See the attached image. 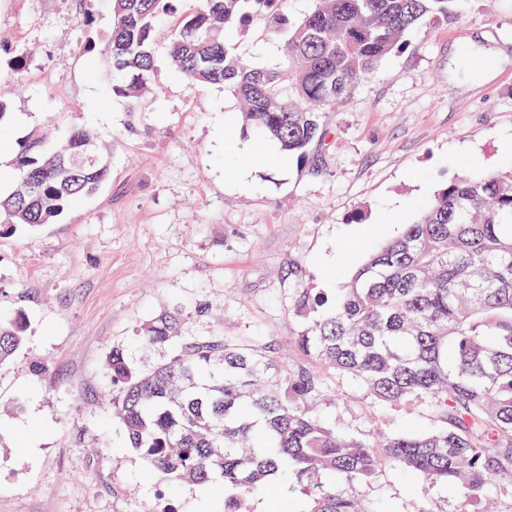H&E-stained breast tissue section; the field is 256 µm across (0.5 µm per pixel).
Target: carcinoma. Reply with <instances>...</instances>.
I'll list each match as a JSON object with an SVG mask.
<instances>
[{"mask_svg":"<svg viewBox=\"0 0 512 512\" xmlns=\"http://www.w3.org/2000/svg\"><path fill=\"white\" fill-rule=\"evenodd\" d=\"M173 0H112V30L89 41L109 96L138 111L167 44L172 74L188 86L229 87L243 121L286 156L322 146V110L348 101L410 33L457 15L462 0H310L300 17L285 0H194L177 26ZM256 19L278 60L254 66L238 43ZM476 73L486 57L463 52ZM15 183L0 193V235L51 224L108 181L107 148L71 131L60 146H24ZM306 319L295 345L303 362L277 360L258 337L184 341L175 314L136 336L145 354L173 343L149 368L112 351V409L147 479L209 488L210 512H251V502L299 483L307 512H396L345 486H368L392 466L408 488L440 483L466 505L512 487V173L462 176L417 206L402 233L368 244L346 286L329 297L298 292ZM26 325L0 316V363L22 345ZM362 387L378 406L420 404L432 425L386 437L347 434L314 414L329 380Z\"/></svg>","mask_w":512,"mask_h":512,"instance_id":"obj_1","label":"carcinoma"}]
</instances>
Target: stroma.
<instances>
[{"mask_svg":"<svg viewBox=\"0 0 512 512\" xmlns=\"http://www.w3.org/2000/svg\"><path fill=\"white\" fill-rule=\"evenodd\" d=\"M89 7L90 31L79 0H0V46L29 55L21 74L0 70V182L23 143L50 149L77 126L112 163L56 223L0 235V314L27 321L23 346L0 364V512H205L206 487L144 480L112 419L110 353L168 359L172 348L146 356L134 336L175 313L184 339L258 336L288 358L302 328L296 291L343 287L358 245L400 234L414 203L447 181L512 168V0H467L457 20L415 29L342 107L324 110L326 140L305 164L270 155L228 88L173 79L165 43L140 112L108 98L85 43L110 32L111 0ZM466 48L490 66L464 76ZM245 141L251 154L238 149ZM317 412L365 435L429 425L415 411H369L352 383H331ZM360 492L461 508L439 485L408 491L389 467Z\"/></svg>","mask_w":512,"mask_h":512,"instance_id":"35a3bbf8","label":"stroma"}]
</instances>
